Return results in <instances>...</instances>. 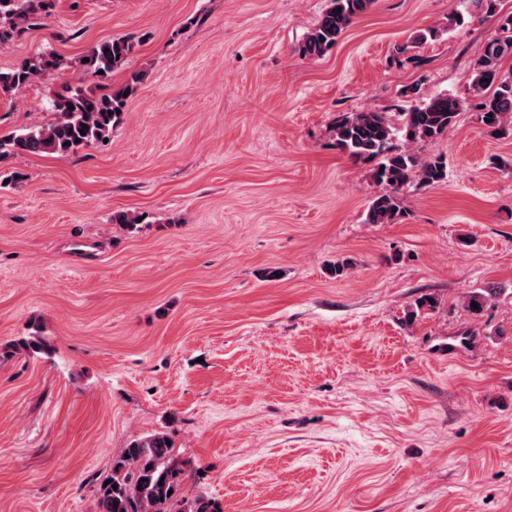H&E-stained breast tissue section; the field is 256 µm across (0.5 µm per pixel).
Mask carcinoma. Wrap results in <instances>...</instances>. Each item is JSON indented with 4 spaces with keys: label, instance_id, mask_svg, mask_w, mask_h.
I'll return each mask as SVG.
<instances>
[{
    "label": "carcinoma",
    "instance_id": "cac0c4a2",
    "mask_svg": "<svg viewBox=\"0 0 512 512\" xmlns=\"http://www.w3.org/2000/svg\"><path fill=\"white\" fill-rule=\"evenodd\" d=\"M375 0H328L317 23L300 46L302 56L316 59L330 51ZM464 10L448 15V30L464 24V15L498 12V0H462ZM36 0H0V46L13 34L21 33L36 15ZM138 41L128 36L114 37L93 47L79 62L82 74L105 78L125 66ZM512 57V14L498 20L496 33L477 48L473 58L471 98L462 99L442 91L419 97V89H409L416 105L404 112H351L336 120V146L353 160L373 161L372 179L384 186L368 206L364 223L397 224L406 214L402 194L410 187L422 189L448 179V165L441 156H427L412 146L433 141L455 123L458 114L469 108L491 135L512 125V71L503 70ZM59 61L49 54L39 55L20 67L0 71V92L8 94L58 69ZM143 81V73L131 72L124 84L96 94L80 86L68 87L51 98L55 118L26 129L3 141V152L40 155L74 154L109 138L121 122L128 97ZM499 288H477L466 298V308L479 315ZM478 308H473L472 304ZM162 433L132 439L112 460L110 484L99 481L97 512H220L210 501L188 496L185 463L175 446Z\"/></svg>",
    "mask_w": 512,
    "mask_h": 512
}]
</instances>
